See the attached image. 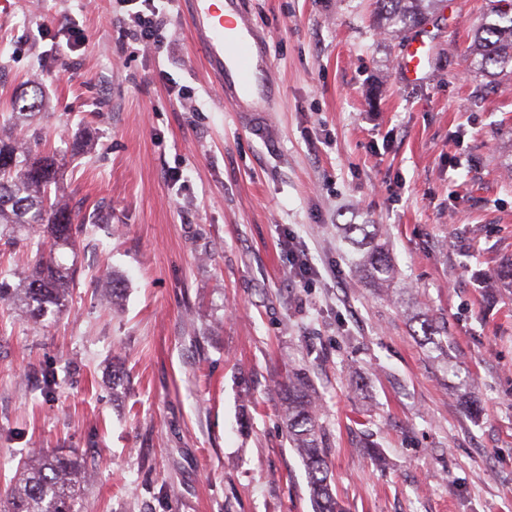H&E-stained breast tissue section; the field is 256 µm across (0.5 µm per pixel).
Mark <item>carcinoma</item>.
I'll return each mask as SVG.
<instances>
[{
    "label": "carcinoma",
    "instance_id": "obj_1",
    "mask_svg": "<svg viewBox=\"0 0 512 512\" xmlns=\"http://www.w3.org/2000/svg\"><path fill=\"white\" fill-rule=\"evenodd\" d=\"M441 0H376L381 27L398 24L402 34L428 21ZM471 55L488 73L512 63V9L492 7L474 32ZM42 104L38 87L31 97L16 99L0 123V241L23 244L34 257L17 284L0 274V301L9 303L27 322L39 324L66 307L76 270L63 264L59 254L74 247L83 232L80 212L59 193L57 150L51 139L33 131L42 149L34 151L20 135L30 130ZM340 236L351 248L349 260L358 275L376 288L390 291L404 306L412 289L398 281L389 243L377 224H338ZM424 342L443 348L441 328L421 320ZM284 423L288 442L302 458L308 474L315 512H343L333 494L326 457V428L321 422L314 392L295 374L282 387ZM93 472L73 455L44 449L29 452L13 480L0 490L3 512H77L76 504Z\"/></svg>",
    "mask_w": 512,
    "mask_h": 512
}]
</instances>
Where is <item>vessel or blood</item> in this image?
<instances>
[{
    "label": "vessel or blood",
    "instance_id": "vessel-or-blood-1",
    "mask_svg": "<svg viewBox=\"0 0 512 512\" xmlns=\"http://www.w3.org/2000/svg\"><path fill=\"white\" fill-rule=\"evenodd\" d=\"M192 18L193 38L231 111L249 118L274 111L278 77L271 63L266 35L250 20L248 0H185ZM430 56L426 43L407 41L401 70L418 79Z\"/></svg>",
    "mask_w": 512,
    "mask_h": 512
}]
</instances>
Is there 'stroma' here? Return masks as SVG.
Wrapping results in <instances>:
<instances>
[{
    "mask_svg": "<svg viewBox=\"0 0 512 512\" xmlns=\"http://www.w3.org/2000/svg\"><path fill=\"white\" fill-rule=\"evenodd\" d=\"M375 8L250 0L280 79L262 134L207 74L185 5L158 53L115 0H0V113L39 85L61 190L91 220L59 316L0 302V487L43 448L93 467L78 512H314L281 418L302 371L345 512H512V77L469 53L488 0L410 30L432 43L410 83ZM340 224L380 225L447 351L356 279Z\"/></svg>",
    "mask_w": 512,
    "mask_h": 512,
    "instance_id": "1",
    "label": "stroma"
}]
</instances>
